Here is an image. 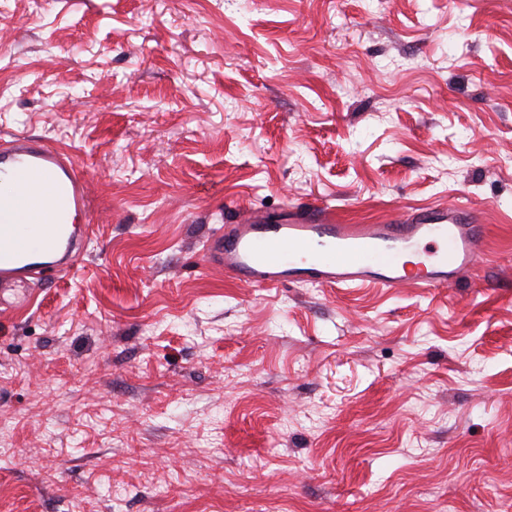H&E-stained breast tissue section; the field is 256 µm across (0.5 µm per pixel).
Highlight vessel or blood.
<instances>
[{"label":"vessel or blood","instance_id":"vessel-or-blood-1","mask_svg":"<svg viewBox=\"0 0 512 512\" xmlns=\"http://www.w3.org/2000/svg\"><path fill=\"white\" fill-rule=\"evenodd\" d=\"M0 182L24 190L0 193V288L77 269L87 226L70 214L90 207L85 179L72 155L43 140L0 143ZM485 252V229L470 206L418 208L385 224H340L327 207L266 220L256 214L225 225L203 262L249 288L303 284H375L423 291L445 288Z\"/></svg>","mask_w":512,"mask_h":512}]
</instances>
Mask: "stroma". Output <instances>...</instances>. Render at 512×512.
<instances>
[{"label": "stroma", "mask_w": 512, "mask_h": 512, "mask_svg": "<svg viewBox=\"0 0 512 512\" xmlns=\"http://www.w3.org/2000/svg\"><path fill=\"white\" fill-rule=\"evenodd\" d=\"M76 271L0 293V512H512V0H0V139ZM471 203L455 285L259 290L243 215ZM25 191L17 202L0 193V288L41 281L78 268L87 225L68 223L71 213L90 207L85 179L72 155L35 138L0 143V182ZM56 254L60 260L46 261Z\"/></svg>", "instance_id": "35a3bbf8"}]
</instances>
